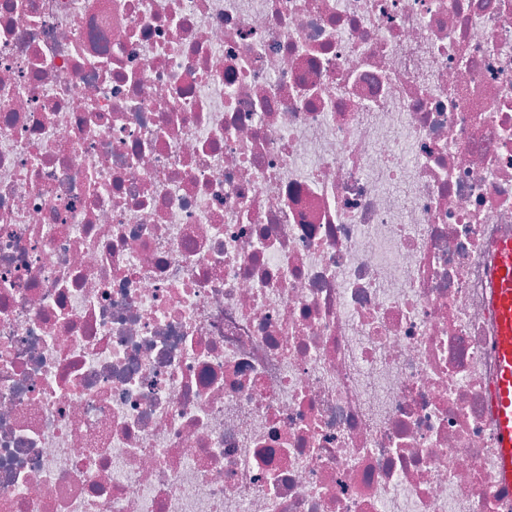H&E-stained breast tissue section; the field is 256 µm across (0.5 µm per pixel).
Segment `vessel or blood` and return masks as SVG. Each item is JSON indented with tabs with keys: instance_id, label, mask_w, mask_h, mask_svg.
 I'll use <instances>...</instances> for the list:
<instances>
[{
	"instance_id": "vessel-or-blood-1",
	"label": "vessel or blood",
	"mask_w": 512,
	"mask_h": 512,
	"mask_svg": "<svg viewBox=\"0 0 512 512\" xmlns=\"http://www.w3.org/2000/svg\"><path fill=\"white\" fill-rule=\"evenodd\" d=\"M489 302L498 334L493 349L497 372L489 388V404L495 418V440L499 448L495 479L512 488V238L497 246L496 262L489 279Z\"/></svg>"
}]
</instances>
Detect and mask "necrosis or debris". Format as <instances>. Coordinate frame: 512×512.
I'll return each instance as SVG.
<instances>
[{
    "label": "necrosis or debris",
    "instance_id": "4bbe7bcc",
    "mask_svg": "<svg viewBox=\"0 0 512 512\" xmlns=\"http://www.w3.org/2000/svg\"><path fill=\"white\" fill-rule=\"evenodd\" d=\"M506 237L512 0H0V512H512ZM489 302L498 336L493 349L497 372L489 388V404L495 418V440L499 448L495 479L512 488V238L498 243L496 262L489 279Z\"/></svg>",
    "mask_w": 512,
    "mask_h": 512
}]
</instances>
